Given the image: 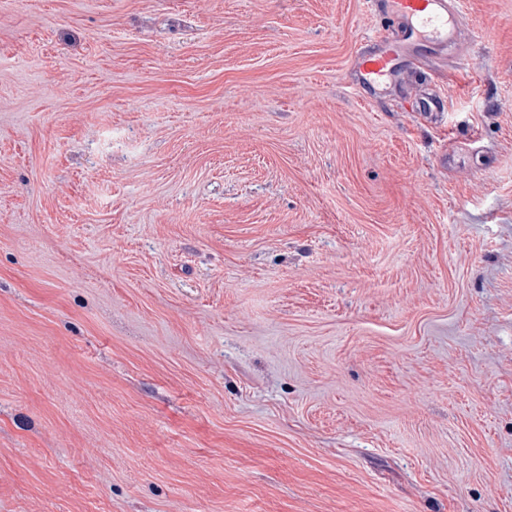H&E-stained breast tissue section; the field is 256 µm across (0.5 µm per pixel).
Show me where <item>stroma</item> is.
Here are the masks:
<instances>
[{"label":"stroma","instance_id":"1","mask_svg":"<svg viewBox=\"0 0 512 512\" xmlns=\"http://www.w3.org/2000/svg\"><path fill=\"white\" fill-rule=\"evenodd\" d=\"M458 3L366 100L373 0H0V512H512V0Z\"/></svg>","mask_w":512,"mask_h":512}]
</instances>
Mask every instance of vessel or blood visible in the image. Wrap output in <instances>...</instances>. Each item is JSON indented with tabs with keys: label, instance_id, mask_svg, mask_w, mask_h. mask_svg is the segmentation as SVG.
<instances>
[{
	"label": "vessel or blood",
	"instance_id": "obj_1",
	"mask_svg": "<svg viewBox=\"0 0 512 512\" xmlns=\"http://www.w3.org/2000/svg\"><path fill=\"white\" fill-rule=\"evenodd\" d=\"M382 6L399 25L400 35L382 46L358 52L357 69L364 84L397 82L419 44L445 47L457 41L456 0H383Z\"/></svg>",
	"mask_w": 512,
	"mask_h": 512
}]
</instances>
